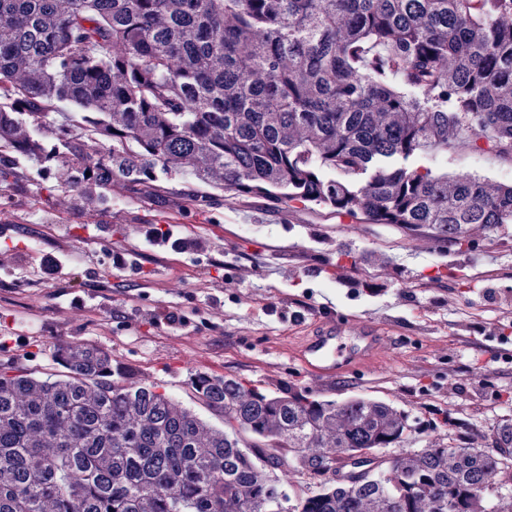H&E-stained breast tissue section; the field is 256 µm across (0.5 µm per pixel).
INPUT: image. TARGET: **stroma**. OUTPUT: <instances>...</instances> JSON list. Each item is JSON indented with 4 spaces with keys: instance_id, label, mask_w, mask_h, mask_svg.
I'll return each instance as SVG.
<instances>
[{
    "instance_id": "1",
    "label": "stroma",
    "mask_w": 512,
    "mask_h": 512,
    "mask_svg": "<svg viewBox=\"0 0 512 512\" xmlns=\"http://www.w3.org/2000/svg\"><path fill=\"white\" fill-rule=\"evenodd\" d=\"M413 163L506 179V166L476 154ZM67 178L58 169L42 182L24 161L0 192V358L55 374L59 346L92 342L136 382L163 385L189 408L195 372L274 393L378 397L408 415L412 448L447 440V414L483 447L512 422V244L480 232L458 251L424 233L242 199L220 186L207 190L203 208L194 197L204 190L187 175L114 181L109 202L95 207L60 190ZM171 224L205 249L146 243L145 229ZM243 265L253 274L241 283ZM326 300L344 319L387 318L372 357L339 379L313 375L299 359ZM170 313L180 323H167ZM475 322L498 323L497 335L472 330Z\"/></svg>"
}]
</instances>
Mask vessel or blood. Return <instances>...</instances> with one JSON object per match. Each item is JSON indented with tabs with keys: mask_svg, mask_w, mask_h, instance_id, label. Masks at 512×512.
I'll return each instance as SVG.
<instances>
[{
	"mask_svg": "<svg viewBox=\"0 0 512 512\" xmlns=\"http://www.w3.org/2000/svg\"><path fill=\"white\" fill-rule=\"evenodd\" d=\"M352 338H345V330ZM376 329H368L349 319H327L314 329L301 346V360L313 373L339 377L357 361L370 355L377 345Z\"/></svg>",
	"mask_w": 512,
	"mask_h": 512,
	"instance_id": "obj_1",
	"label": "vessel or blood"
}]
</instances>
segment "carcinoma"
<instances>
[{"mask_svg":"<svg viewBox=\"0 0 512 512\" xmlns=\"http://www.w3.org/2000/svg\"><path fill=\"white\" fill-rule=\"evenodd\" d=\"M450 149L512 167V0H0L1 188L22 160L98 205L115 179L222 175L450 248L498 238L512 182L406 164ZM56 358L46 378L0 361V512H280L288 468L320 480L288 512L512 505L511 423L488 452L407 448L383 399L194 373L216 427L96 345Z\"/></svg>","mask_w":512,"mask_h":512,"instance_id":"obj_1","label":"carcinoma"}]
</instances>
